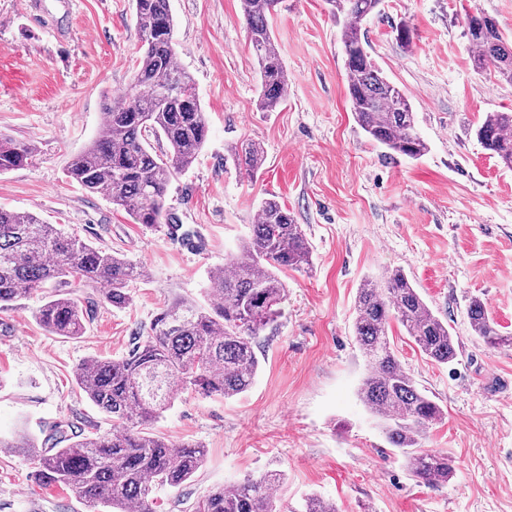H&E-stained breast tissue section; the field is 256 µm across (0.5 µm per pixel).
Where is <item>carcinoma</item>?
I'll return each instance as SVG.
<instances>
[{
    "mask_svg": "<svg viewBox=\"0 0 512 512\" xmlns=\"http://www.w3.org/2000/svg\"><path fill=\"white\" fill-rule=\"evenodd\" d=\"M339 26L345 54L347 100L366 137L387 154L417 159L428 146L416 129L406 93L382 75L373 61L363 23L380 12L382 0H326ZM279 0H240L249 44L260 75L258 109L274 112L288 100V75L275 46L268 15ZM142 41L134 81L120 101L107 105L98 136L67 169V177L146 226L167 224L168 188L196 161L208 136V123L194 79L177 60L175 18L170 0H133ZM464 34L475 49L473 65L496 80L512 83V45L496 22L467 13ZM166 92H161V89ZM482 148L512 169V112H488L475 128ZM162 143L155 149L149 139ZM239 169L254 178L265 163L260 144L230 149ZM34 148L0 135V174L32 163ZM301 225L274 198L264 199L257 222L226 259L229 271L211 276L216 301L200 305L175 301L154 318L151 334L121 359L95 358L82 364L77 382L112 420L103 434L67 433L62 427L44 442L23 431L0 438V448L22 452L38 466L47 485L64 486L88 507L107 512H156L155 489L177 488L203 465L205 448L174 444L156 435L153 423L178 395L191 389L202 396L234 398L255 382L259 359L256 339L280 317L286 292L278 272L311 263ZM144 278L142 266L67 235L35 215L0 209V308L43 290L106 285L104 301L130 304L129 283ZM354 334L370 366L358 397L379 419L388 442L404 454L412 477L446 483L454 471L446 454L421 448L426 431L445 412L418 388L404 370L393 341L397 322L430 361L445 365L457 358L448 323L434 314L400 270L384 280L365 281L355 301ZM476 336L493 347H511L497 333L484 302L474 297L467 309ZM38 322L56 336L85 332L80 301L52 294L37 309ZM281 473L267 470L231 487H218L197 503L196 512H276L273 489Z\"/></svg>",
    "mask_w": 512,
    "mask_h": 512,
    "instance_id": "obj_1",
    "label": "carcinoma"
}]
</instances>
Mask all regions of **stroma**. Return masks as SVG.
Instances as JSON below:
<instances>
[{
    "label": "stroma",
    "instance_id": "35a3bbf8",
    "mask_svg": "<svg viewBox=\"0 0 512 512\" xmlns=\"http://www.w3.org/2000/svg\"><path fill=\"white\" fill-rule=\"evenodd\" d=\"M170 4L178 62L209 126L198 159L167 195L193 251L166 225L146 228L66 176L106 102L132 85L141 42L131 0H33L25 13L21 0H0V134L37 151L32 165L0 174V208L33 213L147 271L122 309L104 302L103 286L74 289L92 316L75 339L36 321L39 298L0 310V436L27 430L42 439L57 424L111 430L79 388L77 366L127 355L168 303L204 301L212 272L273 197L301 224L313 266L284 273L281 315L257 339L260 367L248 392L187 391L155 422L156 433L206 450L192 480L163 491V512H195L210 489L265 469L284 475L274 491L281 512H300L312 494L337 512H512V349L487 347L466 315L479 297L501 335L512 336V170L474 136L485 113L512 112V84L474 69L461 23L478 9L512 37V0H383L366 22L375 63L406 92L428 144L417 160L385 156L354 121L326 0H280L270 19L290 85L273 112L256 108L259 76L240 0ZM249 140L266 155L253 179L229 155ZM395 269L448 321L458 352L437 365L394 333L402 366L445 411L423 440L454 463L438 486L410 475L357 397L369 371L353 335L357 290ZM36 474L31 458L0 450V512H91Z\"/></svg>",
    "mask_w": 512,
    "mask_h": 512
}]
</instances>
